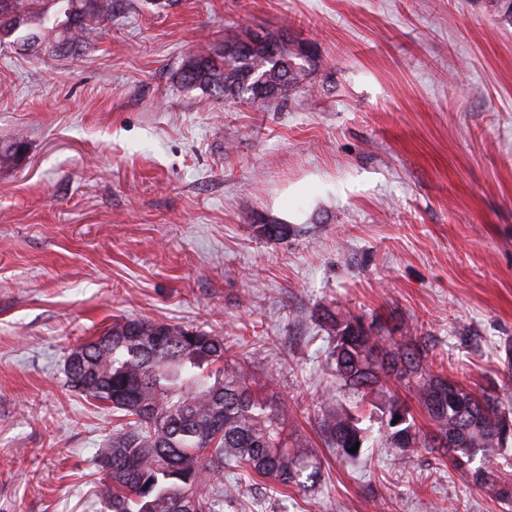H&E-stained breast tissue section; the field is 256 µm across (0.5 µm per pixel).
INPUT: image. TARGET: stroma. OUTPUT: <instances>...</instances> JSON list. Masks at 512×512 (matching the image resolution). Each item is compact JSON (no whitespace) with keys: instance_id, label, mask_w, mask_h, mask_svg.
Listing matches in <instances>:
<instances>
[{"instance_id":"stroma-1","label":"stroma","mask_w":512,"mask_h":512,"mask_svg":"<svg viewBox=\"0 0 512 512\" xmlns=\"http://www.w3.org/2000/svg\"><path fill=\"white\" fill-rule=\"evenodd\" d=\"M506 0H118L85 56L0 46V512H98L115 418L68 353L126 318L223 336L325 476L257 478L224 512H502L433 453L326 447L321 311L426 339L474 391L512 345V23ZM310 42L312 91L185 89L181 63L250 34ZM285 224L270 240L259 227Z\"/></svg>"}]
</instances>
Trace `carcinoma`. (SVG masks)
Here are the masks:
<instances>
[{
	"label": "carcinoma",
	"mask_w": 512,
	"mask_h": 512,
	"mask_svg": "<svg viewBox=\"0 0 512 512\" xmlns=\"http://www.w3.org/2000/svg\"><path fill=\"white\" fill-rule=\"evenodd\" d=\"M114 10L115 0H0V41L11 37L27 52L77 58ZM297 44L267 36L247 52L241 40L222 53L199 51L181 65L177 82L254 103L309 91L319 57H299ZM322 317L334 342L326 361L330 375L358 397L351 410L322 400L319 429L327 447L345 459L361 456L371 435L361 426L369 404L381 413L378 432L396 459L426 448L476 483L492 481L496 456L512 436L511 404L433 374L420 336H384L351 313ZM82 348L85 357L67 364V386L123 418L93 454L97 466L112 456L99 512H224V503L240 493V485L224 482L226 466L285 491L319 482L320 461L291 441L285 411L259 396L263 383L243 355L229 353L223 337L126 318ZM394 384L415 394L432 431L417 426L391 392Z\"/></svg>",
	"instance_id": "cac0c4a2"
}]
</instances>
